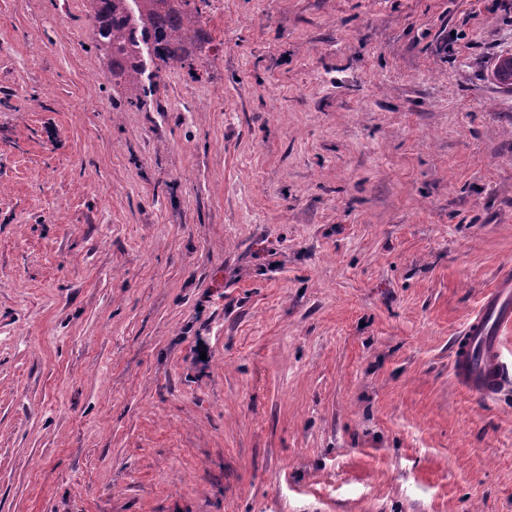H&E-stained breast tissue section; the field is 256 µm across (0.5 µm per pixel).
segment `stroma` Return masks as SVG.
<instances>
[{"label":"stroma","instance_id":"obj_1","mask_svg":"<svg viewBox=\"0 0 512 512\" xmlns=\"http://www.w3.org/2000/svg\"><path fill=\"white\" fill-rule=\"evenodd\" d=\"M94 24L0 0V512H512V0H209L137 108ZM512 326V268L503 267L452 346L457 382L480 396L495 394L508 378L500 334Z\"/></svg>","mask_w":512,"mask_h":512}]
</instances>
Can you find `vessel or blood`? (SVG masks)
<instances>
[{
	"label": "vessel or blood",
	"mask_w": 512,
	"mask_h": 512,
	"mask_svg": "<svg viewBox=\"0 0 512 512\" xmlns=\"http://www.w3.org/2000/svg\"><path fill=\"white\" fill-rule=\"evenodd\" d=\"M512 327V268L503 267L468 319L451 351L460 386L480 396L495 394L512 371L503 357L500 335Z\"/></svg>",
	"instance_id": "b4317fda"
}]
</instances>
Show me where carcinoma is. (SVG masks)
I'll list each match as a JSON object with an SVG mask.
<instances>
[{"mask_svg": "<svg viewBox=\"0 0 512 512\" xmlns=\"http://www.w3.org/2000/svg\"><path fill=\"white\" fill-rule=\"evenodd\" d=\"M95 47L110 53L112 80L123 85L127 102L139 105L152 91L141 49L152 48L164 63H184L209 43L202 26L208 0H96ZM499 80L512 85V54L496 64Z\"/></svg>", "mask_w": 512, "mask_h": 512, "instance_id": "obj_1", "label": "carcinoma"}]
</instances>
